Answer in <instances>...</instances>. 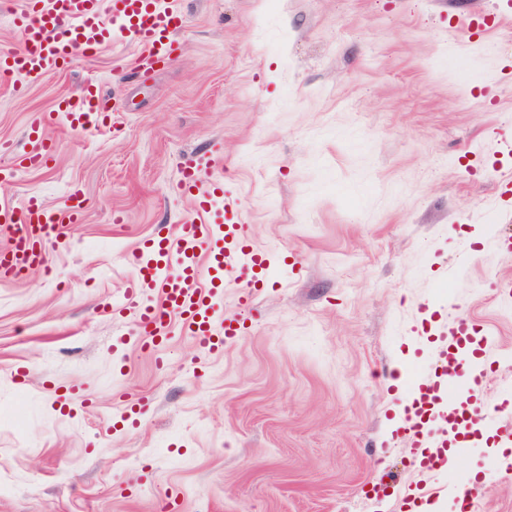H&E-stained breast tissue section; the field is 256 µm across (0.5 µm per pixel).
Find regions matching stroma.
Listing matches in <instances>:
<instances>
[{
    "mask_svg": "<svg viewBox=\"0 0 512 512\" xmlns=\"http://www.w3.org/2000/svg\"><path fill=\"white\" fill-rule=\"evenodd\" d=\"M182 51L149 77L118 38L62 72L0 77V200L87 203L51 274L0 281V512H512L488 429L424 480L400 437L403 388L449 308L489 331L484 402L512 395V209L495 205L512 136V0H171ZM498 17L474 36L458 18ZM97 83L111 124L35 113ZM56 159L21 168L36 138ZM242 212L273 275L223 311L247 330L210 354L174 333L139 348L133 251L192 217L186 161ZM26 365L25 380L15 375Z\"/></svg>",
    "mask_w": 512,
    "mask_h": 512,
    "instance_id": "obj_1",
    "label": "stroma"
}]
</instances>
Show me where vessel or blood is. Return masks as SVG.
I'll return each instance as SVG.
<instances>
[{
    "instance_id": "1",
    "label": "vessel or blood",
    "mask_w": 512,
    "mask_h": 512,
    "mask_svg": "<svg viewBox=\"0 0 512 512\" xmlns=\"http://www.w3.org/2000/svg\"><path fill=\"white\" fill-rule=\"evenodd\" d=\"M13 23L22 35V47L0 52V75L39 79L71 67L77 53L109 43L113 33L130 37L141 49L143 72L174 59L180 48L183 15L160 0H25ZM73 131L107 125L96 85H86L77 97L59 100ZM201 164L191 162L182 170L172 190L194 201L195 219L175 225L154 244V265L133 254L137 272L126 288L127 297L157 294L158 303L139 309L137 326L142 346L150 352L170 339L174 330L191 336L203 350L214 353L237 339L245 329L239 316H223L217 298L224 276L237 275L255 287L265 269V256L250 249L241 232L235 197L223 184L205 180ZM85 198L73 191L64 206L47 207L36 197L22 207L0 203V227L10 232V243L0 250V280L20 278L47 267L46 245L62 225L80 220ZM176 265H169V258ZM213 271L210 280L199 275L200 265ZM435 347L430 358L418 364L405 389L404 432L421 471L433 474L448 461V451L465 447L485 427H495L512 445V413L488 408L477 394L486 377L481 358L493 346L489 334H478L472 321L449 313L435 325ZM456 382H449V372Z\"/></svg>"
}]
</instances>
